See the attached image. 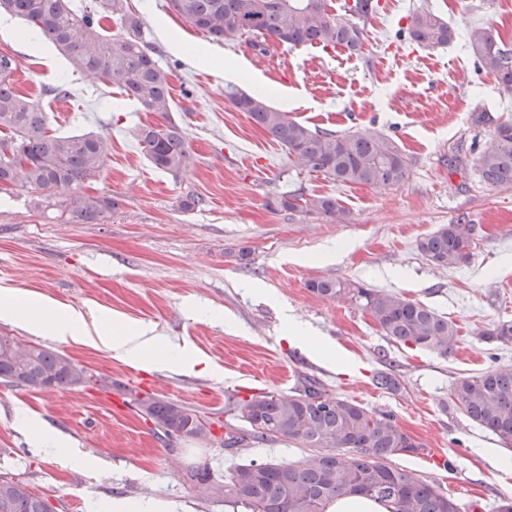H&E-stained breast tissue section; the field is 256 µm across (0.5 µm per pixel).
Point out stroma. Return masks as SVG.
<instances>
[{
    "mask_svg": "<svg viewBox=\"0 0 512 512\" xmlns=\"http://www.w3.org/2000/svg\"><path fill=\"white\" fill-rule=\"evenodd\" d=\"M143 18V37L167 72L173 119L187 132L194 165L180 176L156 169L133 131L151 122L117 88L74 72L49 42L11 20L0 28V52L17 65L15 89L45 112L52 131L104 132L112 156L90 192L114 197L109 223L66 224L37 205L42 193H0V289L42 295L81 310L151 324L176 344L190 342L219 368L211 375L145 370L79 342L34 337L0 320V336L37 341L109 378L113 391H25L0 384V477L27 481L57 512H128L149 502H178L187 512H232L223 497H200L191 474L223 476L233 464L313 457L285 439L227 449L226 428H243L241 407L265 392L288 396L298 379H318L333 394L392 414L419 440V453L394 466L434 483L459 512H495L512 500V471L495 468L489 449L499 438L471 421L452 388L466 376L512 368V343L485 340L512 320V188L481 181L476 158L493 131L512 121V99L494 76L478 73L466 42L471 26L492 27L512 44V0H380L363 22V50L273 44L254 51L246 39L220 44L188 24L169 0H128ZM427 6L453 28V41L426 49L400 37L410 8ZM181 37L173 50L163 31ZM215 62L192 64L194 46ZM268 91L271 105L309 127L371 129L391 137L410 163L407 177L373 188L343 186L291 167L288 154L246 113L224 98L227 85ZM65 88L66 96L55 93ZM485 115L476 123L477 115ZM331 196L342 218L275 210L284 193ZM202 205L186 207L189 197ZM467 219L473 246L454 268L427 262L417 243L441 225ZM331 278L395 292L422 302L456 324L448 356L397 345L348 300L308 289ZM311 336L336 344L349 367L324 362L288 338L286 316ZM396 375L400 389L376 388L377 372ZM145 388L219 421L216 440L157 436L150 421L124 405L122 387ZM29 411L96 458L88 472L33 447L16 426Z\"/></svg>",
    "mask_w": 512,
    "mask_h": 512,
    "instance_id": "stroma-1",
    "label": "stroma"
}]
</instances>
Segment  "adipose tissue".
I'll return each mask as SVG.
<instances>
[{"instance_id": "1", "label": "adipose tissue", "mask_w": 512, "mask_h": 512, "mask_svg": "<svg viewBox=\"0 0 512 512\" xmlns=\"http://www.w3.org/2000/svg\"><path fill=\"white\" fill-rule=\"evenodd\" d=\"M0 318L21 323L34 334L104 348L114 357L132 361L145 369L166 365L183 373H197L206 362L191 344L172 343L153 325L132 324L115 315L91 327L81 312L46 297L19 298L8 292L1 294Z\"/></svg>"}]
</instances>
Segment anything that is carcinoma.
Here are the masks:
<instances>
[{
	"instance_id": "carcinoma-1",
	"label": "carcinoma",
	"mask_w": 512,
	"mask_h": 512,
	"mask_svg": "<svg viewBox=\"0 0 512 512\" xmlns=\"http://www.w3.org/2000/svg\"><path fill=\"white\" fill-rule=\"evenodd\" d=\"M378 2L352 0L344 4L342 15L328 9V0H170V5L217 43L245 37L261 54L271 41L290 48L340 46L358 54L363 49L359 23L377 12ZM0 12L25 20L75 70L117 88L141 111L162 118L134 131L155 168L177 177L192 166L188 135L169 116L172 96L167 75L142 41V19L130 11L127 0H102L100 10L89 12L74 9L71 0H0ZM106 19L116 21L117 33L105 30ZM407 20L408 38L421 46H445L454 38V30L428 7L413 10ZM468 42L475 68L494 75L500 94L512 97V46L484 26L471 29ZM14 70V60L0 54V145L11 148L9 154L0 150V185L7 191L19 187L45 192L47 207L67 224L105 223L118 202L85 191V185L107 169L111 137L95 132L52 133L38 104L13 88ZM224 99L284 148L297 169L320 173L342 185L374 188L399 183L408 175L407 156L394 140L376 131L312 129L271 106L264 95L235 86L224 88ZM494 135L493 147L477 159V170L488 186L511 188L512 123H498ZM71 185L72 194L55 199L54 191ZM275 205L288 212L343 213L335 198L301 190L276 197ZM471 246V227L459 220L422 238L417 249L430 263L449 268L467 261ZM308 289L326 300L346 298L356 303L394 343L443 356L458 343L451 321L400 294L324 278L310 281ZM485 335L490 341L512 343V322H500ZM66 360L42 345L0 336V381L6 385L49 391L77 388L79 364L69 366ZM122 390L127 403L161 436L213 435L212 429L197 424L199 410L193 407L126 386ZM453 397L472 421L512 443L511 368L463 377L455 383ZM242 419L247 429L228 430L224 447L279 437L314 448L317 454L310 461L292 464L238 463L222 481L205 469L194 472L200 494L224 497L235 512H324L329 501L352 493L385 502L393 512H458L456 502L433 484L392 465L393 457L415 454L422 443L404 432L393 416L339 398L315 378L304 379L296 394L288 397H252ZM43 500L27 483L18 487L0 479V512H45Z\"/></svg>"
}]
</instances>
